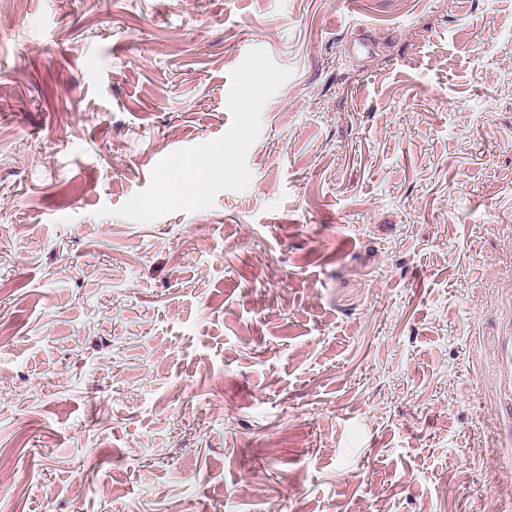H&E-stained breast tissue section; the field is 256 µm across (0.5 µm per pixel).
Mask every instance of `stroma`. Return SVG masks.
I'll return each mask as SVG.
<instances>
[{
    "instance_id": "1",
    "label": "stroma",
    "mask_w": 512,
    "mask_h": 512,
    "mask_svg": "<svg viewBox=\"0 0 512 512\" xmlns=\"http://www.w3.org/2000/svg\"><path fill=\"white\" fill-rule=\"evenodd\" d=\"M510 328L512 0L0 7V512H512Z\"/></svg>"
}]
</instances>
